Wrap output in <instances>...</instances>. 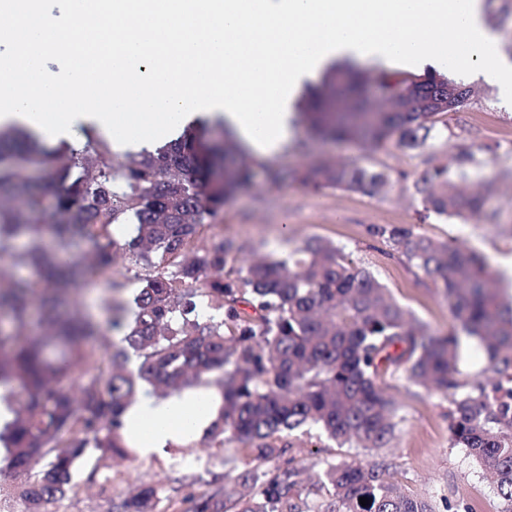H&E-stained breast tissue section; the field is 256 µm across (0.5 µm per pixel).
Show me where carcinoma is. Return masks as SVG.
<instances>
[{"label": "carcinoma", "mask_w": 512, "mask_h": 512, "mask_svg": "<svg viewBox=\"0 0 512 512\" xmlns=\"http://www.w3.org/2000/svg\"><path fill=\"white\" fill-rule=\"evenodd\" d=\"M388 94L363 98L366 76L333 66L301 105L307 122L332 137L360 136L372 146L426 145L440 115L441 98L461 107L470 90L437 72L412 77L380 70ZM222 135L211 136L199 120L176 139L142 150L118 167L84 168L78 154L68 157L43 146L22 130L0 132V189L15 186L33 153L49 160L42 184L19 190L23 208L0 209V249L25 235L19 260L33 267L55 291L45 298V335L56 340L59 356L49 359L41 343L28 339L29 289L0 286V404L13 418L0 425V460L17 480L15 491L29 512L64 497L75 486L79 461L126 459L123 409L145 385L158 398L187 388L219 387L224 406L206 434L208 447L235 443L256 460L292 447L286 437L309 425L322 427L341 445L387 448L394 438L395 402L382 386L403 370L417 384L452 396L449 429L454 441L488 471L512 512V304L486 259L412 228L373 224L369 233L388 242L439 284L462 330L477 343L489 375L471 384L458 378L456 333L431 335L367 269L346 260L341 249L318 238L305 240L286 258L272 255L238 259L230 242L204 251L192 248L198 228L216 217L251 165L240 155L232 130L218 119ZM458 169L436 167L414 183L415 194L439 215L478 213L482 186L466 183ZM305 186L379 194L387 177L351 162L329 161L297 174ZM53 200L54 220L38 223L45 197ZM124 217L132 224L120 243L109 226ZM49 231L57 250L79 236L90 247L70 262L41 243ZM150 273L140 279L133 299L110 303L108 331L120 340L99 358L84 356L98 329L60 314L59 292L87 272L104 277L117 254ZM222 317L205 319L203 303ZM136 370L126 368L130 355ZM79 376L70 387L62 380ZM44 463L41 470L35 466ZM192 474L205 489L188 498L186 512H434L392 480L383 462L329 465L308 493L325 492L323 506L301 498L302 471L284 464L235 474ZM159 489L136 484L112 501L108 512H155ZM370 504L361 506L359 498Z\"/></svg>", "instance_id": "1"}]
</instances>
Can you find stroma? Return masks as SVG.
<instances>
[{"label": "stroma", "mask_w": 512, "mask_h": 512, "mask_svg": "<svg viewBox=\"0 0 512 512\" xmlns=\"http://www.w3.org/2000/svg\"><path fill=\"white\" fill-rule=\"evenodd\" d=\"M471 97L456 111L440 116L434 136L419 149L395 144L370 148L359 141H330L313 136L300 116H293L290 135L281 150L261 156L249 144L253 181L240 189L216 219L200 228L196 246L214 241H234L242 256H287L303 239L318 237L333 242L354 265L366 268L392 296L422 321L430 334L460 335L457 364L462 381L481 378L487 361L475 344L462 335L447 300L434 279L392 255L389 245L371 237L372 224L412 227L417 234L440 241L464 244L487 257L494 271L512 259V104L503 105L497 87L472 82ZM471 155L466 179L485 185L484 204L471 219L439 215L427 210L415 195L413 184L424 172L454 163L460 154ZM343 159L386 173L387 193L370 195L342 189H313L292 178L294 171L320 160ZM0 273L31 284L29 332L38 336L41 297L46 286L30 269L19 266L17 253L0 251ZM144 275L142 268L117 262L110 278L90 276L64 310L87 314L107 327L112 295L130 299ZM389 392L396 402L395 435L389 447L357 448L338 445L321 427L294 431L289 452L295 467L304 473L323 472L340 461L390 464V473L410 494L429 501L436 512H456L479 507L480 512H500L502 502L482 465L457 445L449 430V394L425 388L400 371L389 377ZM183 467L167 452L136 454L113 464L96 457L80 464L76 488L63 504L67 512H108L112 499L122 496L129 479L156 484L162 490L156 512H185L191 486L181 484Z\"/></svg>", "instance_id": "1"}]
</instances>
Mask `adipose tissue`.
<instances>
[{"instance_id": "obj_1", "label": "adipose tissue", "mask_w": 512, "mask_h": 512, "mask_svg": "<svg viewBox=\"0 0 512 512\" xmlns=\"http://www.w3.org/2000/svg\"><path fill=\"white\" fill-rule=\"evenodd\" d=\"M0 44V125L59 140L91 121L107 138L128 131L131 149L205 108L274 153L288 140L293 89L341 57L441 52L512 92V62L481 0H71L63 23L42 0H0ZM59 55L63 67L50 70ZM221 402L214 389L141 393L124 437L146 453L182 445L206 434Z\"/></svg>"}]
</instances>
